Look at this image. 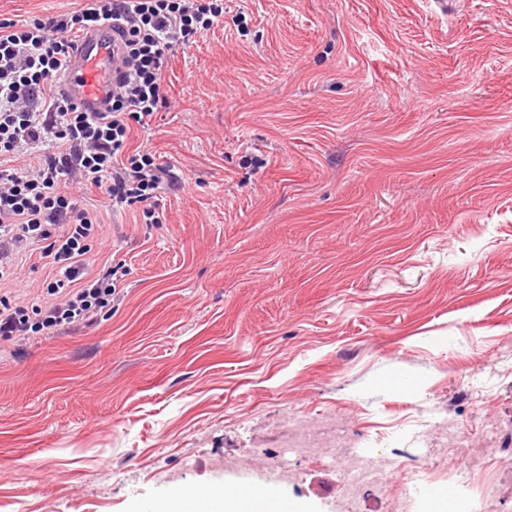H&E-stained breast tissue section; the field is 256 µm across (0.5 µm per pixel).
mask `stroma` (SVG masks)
<instances>
[{"label": "stroma", "instance_id": "1", "mask_svg": "<svg viewBox=\"0 0 512 512\" xmlns=\"http://www.w3.org/2000/svg\"><path fill=\"white\" fill-rule=\"evenodd\" d=\"M80 0H0V19ZM131 147L173 176L158 224L85 192L92 255L127 269L111 317L0 340V512H157L245 472L284 409L341 412L426 488L470 502L432 406L512 438V0H233L171 58ZM280 495L342 512L294 456Z\"/></svg>", "mask_w": 512, "mask_h": 512}]
</instances>
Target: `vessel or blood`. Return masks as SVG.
Here are the masks:
<instances>
[{
    "instance_id": "vessel-or-blood-1",
    "label": "vessel or blood",
    "mask_w": 512,
    "mask_h": 512,
    "mask_svg": "<svg viewBox=\"0 0 512 512\" xmlns=\"http://www.w3.org/2000/svg\"><path fill=\"white\" fill-rule=\"evenodd\" d=\"M120 65L121 55L112 44L110 27L93 28L67 61L62 91L85 111H104L112 92L113 75Z\"/></svg>"
}]
</instances>
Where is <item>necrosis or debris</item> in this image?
<instances>
[{
    "mask_svg": "<svg viewBox=\"0 0 512 512\" xmlns=\"http://www.w3.org/2000/svg\"><path fill=\"white\" fill-rule=\"evenodd\" d=\"M305 450L338 468L347 512H364V503L370 497H394L404 503L410 496L412 470L396 468L384 447H377L371 454L363 452L360 441L352 438L332 414L314 421L300 412H288L280 422L274 447L258 451L259 457L272 462L271 468L262 472V481L287 476L290 456ZM493 466L511 469L512 457L502 455L492 460L477 454L463 470L466 479L479 483L485 512H496L499 500L498 484L488 477Z\"/></svg>",
    "mask_w": 512,
    "mask_h": 512,
    "instance_id": "1",
    "label": "necrosis or debris"
}]
</instances>
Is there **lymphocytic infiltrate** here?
I'll return each mask as SVG.
<instances>
[{"label": "lymphocytic infiltrate", "instance_id": "lymphocytic-infiltrate-1", "mask_svg": "<svg viewBox=\"0 0 512 512\" xmlns=\"http://www.w3.org/2000/svg\"><path fill=\"white\" fill-rule=\"evenodd\" d=\"M223 20L224 0H82L64 14L0 20V339L29 342L111 316L119 269H95L91 257L105 220L74 190H105L140 223H160L167 170L152 152L130 151L131 131L149 129L166 106L170 58ZM106 22L126 70L107 111L86 112L61 94L59 77L82 36ZM25 248L50 265L32 304L7 289Z\"/></svg>", "mask_w": 512, "mask_h": 512}]
</instances>
